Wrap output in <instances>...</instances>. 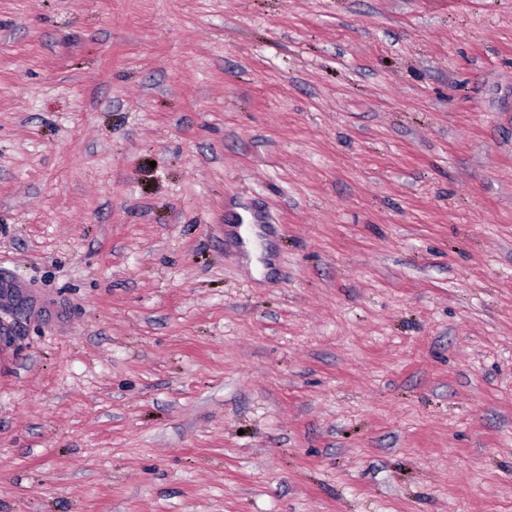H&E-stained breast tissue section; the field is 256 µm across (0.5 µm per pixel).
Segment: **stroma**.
<instances>
[{"instance_id": "35a3bbf8", "label": "stroma", "mask_w": 512, "mask_h": 512, "mask_svg": "<svg viewBox=\"0 0 512 512\" xmlns=\"http://www.w3.org/2000/svg\"><path fill=\"white\" fill-rule=\"evenodd\" d=\"M0 512H512V0H0Z\"/></svg>"}]
</instances>
